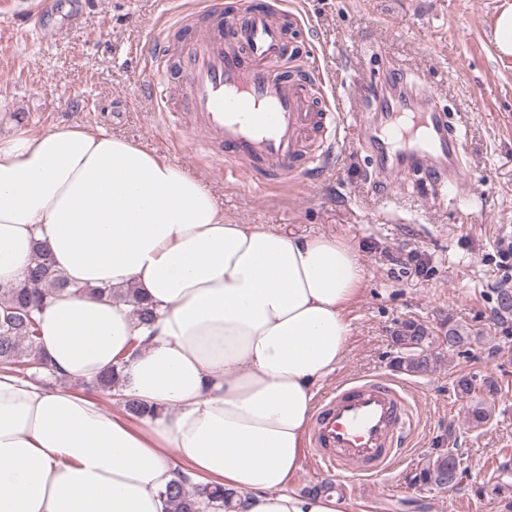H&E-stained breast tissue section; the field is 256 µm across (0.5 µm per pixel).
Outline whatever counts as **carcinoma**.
Wrapping results in <instances>:
<instances>
[{"label":"carcinoma","mask_w":512,"mask_h":512,"mask_svg":"<svg viewBox=\"0 0 512 512\" xmlns=\"http://www.w3.org/2000/svg\"><path fill=\"white\" fill-rule=\"evenodd\" d=\"M89 292L100 298L125 303L132 308L139 322L151 325L156 319L155 312L146 298L136 288L113 290L111 288H83L70 283L52 264L49 251L41 243L35 244L33 265L29 267L24 280L17 284L0 286V368L25 380L35 379L48 369V363L39 349V314L52 297L61 294H84ZM479 333L460 324H451L444 335H433L414 321H405L396 329L391 341L398 349L393 366L400 372L417 376L433 371L444 358V353H461L463 349L479 342ZM120 370L118 366L103 373L97 379L85 384V389L104 395L119 391ZM494 396L497 384L491 379L477 381L474 377L462 376L455 385V393L467 399L476 391ZM124 416L140 420L153 410L134 398H122ZM457 470L451 488L463 482L468 473L463 454L453 453L448 448H433L424 455L420 467L413 475L414 485L429 490H439L450 477L449 467ZM217 502L222 509L232 499V493L218 484L195 485L186 475L169 486L164 497L169 512H205L201 496Z\"/></svg>","instance_id":"obj_1"}]
</instances>
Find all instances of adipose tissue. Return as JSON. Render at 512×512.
Listing matches in <instances>:
<instances>
[{
    "instance_id": "ef3b65f1",
    "label": "adipose tissue",
    "mask_w": 512,
    "mask_h": 512,
    "mask_svg": "<svg viewBox=\"0 0 512 512\" xmlns=\"http://www.w3.org/2000/svg\"><path fill=\"white\" fill-rule=\"evenodd\" d=\"M39 242L85 289L39 316L52 369L89 381L120 365L121 393L160 414L135 427L74 390L0 373V512H165L181 471L224 484L231 512H345L285 487L350 334L353 246L231 223L155 152L71 125L0 138V283L22 280ZM104 286L140 289L153 328L91 296Z\"/></svg>"
}]
</instances>
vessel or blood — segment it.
<instances>
[{
  "mask_svg": "<svg viewBox=\"0 0 512 512\" xmlns=\"http://www.w3.org/2000/svg\"><path fill=\"white\" fill-rule=\"evenodd\" d=\"M205 9L204 32L186 24L182 41H163L154 50L160 110L199 125L208 141L223 147L225 176L253 189L317 166L312 140L338 134L345 115L331 104L316 108L317 88L294 75L278 0L236 11L225 10L222 0H205ZM174 64L182 73L175 87L165 78ZM359 93L364 109L355 123L380 181L416 173L439 188L455 185L456 139L435 106L436 89L414 88L394 69ZM410 427L408 404L391 383L358 380L325 398L311 427V458L332 473L356 469L376 477L391 468Z\"/></svg>",
  "mask_w": 512,
  "mask_h": 512,
  "instance_id": "1",
  "label": "vessel or blood"
}]
</instances>
